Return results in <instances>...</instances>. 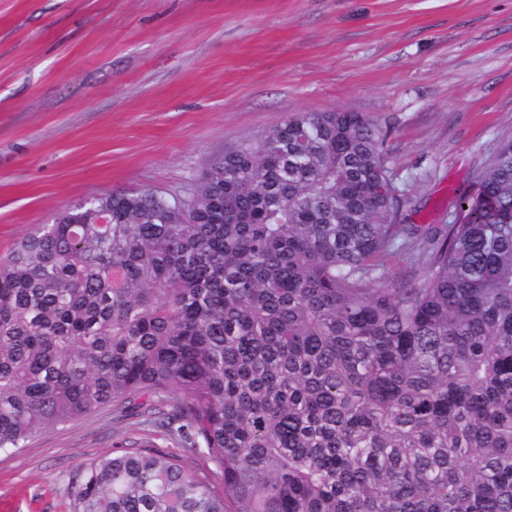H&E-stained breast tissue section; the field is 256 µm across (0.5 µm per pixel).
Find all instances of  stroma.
I'll return each instance as SVG.
<instances>
[{
	"mask_svg": "<svg viewBox=\"0 0 512 512\" xmlns=\"http://www.w3.org/2000/svg\"><path fill=\"white\" fill-rule=\"evenodd\" d=\"M332 110L386 131L402 223L454 222L452 189L512 140V0H0V255ZM134 438L168 445L107 405L0 452V512H69V473Z\"/></svg>",
	"mask_w": 512,
	"mask_h": 512,
	"instance_id": "35a3bbf8",
	"label": "stroma"
}]
</instances>
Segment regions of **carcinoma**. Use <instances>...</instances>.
<instances>
[{"mask_svg":"<svg viewBox=\"0 0 512 512\" xmlns=\"http://www.w3.org/2000/svg\"><path fill=\"white\" fill-rule=\"evenodd\" d=\"M384 141L296 112L186 196L36 225L0 258V452L110 404L177 448L89 460L69 512H512V140L439 231L398 223Z\"/></svg>","mask_w":512,"mask_h":512,"instance_id":"cac0c4a2","label":"carcinoma"}]
</instances>
